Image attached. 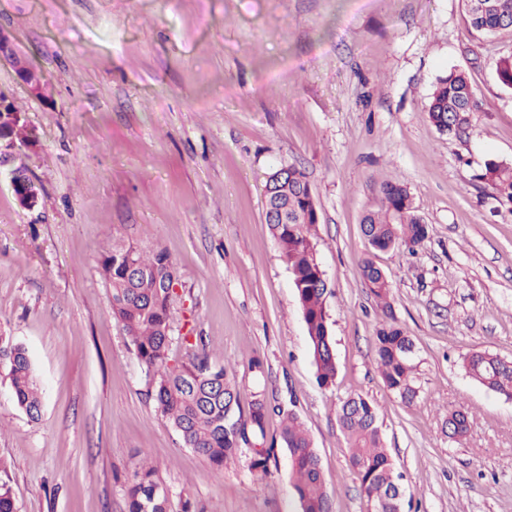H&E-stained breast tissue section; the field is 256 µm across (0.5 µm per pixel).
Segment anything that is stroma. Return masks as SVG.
<instances>
[{
    "label": "stroma",
    "instance_id": "stroma-1",
    "mask_svg": "<svg viewBox=\"0 0 512 512\" xmlns=\"http://www.w3.org/2000/svg\"><path fill=\"white\" fill-rule=\"evenodd\" d=\"M0 36L14 52L0 56V91L39 134L22 156L34 209L0 171V334L26 348L42 391L30 419L0 365V479L17 512H126L146 461L171 512L187 500L192 512H298L286 449L265 477L246 447L218 470L158 412L100 275L119 240L163 249L177 269L172 360L195 333L230 365L241 405L259 389L295 404L333 512L368 509L336 420L357 394L377 407L404 512H512V400L462 367L475 350L512 360V204L479 179L487 161L512 164V89L496 73L512 32H475L462 0H0ZM454 68L480 106L460 138L427 112ZM284 166L304 170L319 210L329 387L265 222L267 177ZM388 183L408 188L429 234L415 252L371 256L361 219ZM367 257L414 342L410 403L377 368L384 315L360 274ZM460 405L458 439L447 419Z\"/></svg>",
    "mask_w": 512,
    "mask_h": 512
}]
</instances>
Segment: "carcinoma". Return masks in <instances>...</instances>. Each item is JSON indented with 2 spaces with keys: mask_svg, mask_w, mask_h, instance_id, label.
<instances>
[{
  "mask_svg": "<svg viewBox=\"0 0 512 512\" xmlns=\"http://www.w3.org/2000/svg\"><path fill=\"white\" fill-rule=\"evenodd\" d=\"M463 3L471 26L481 34L492 36L512 28L506 23V18H512V0ZM427 110L440 133L458 136L466 132L471 127L470 113L479 111L467 73L454 68L438 77ZM8 129L19 144L37 140L34 128L25 121L12 120ZM481 179L498 198L512 203V165L490 161ZM382 194V208L367 212L361 221L368 250L415 251L428 237V227L416 214L407 188L387 184ZM265 207V220H270L272 212L283 219L281 224H271L272 235L291 274L317 380L329 386L335 381L337 365L325 307L328 282L317 258L314 235L319 224L318 206L306 174L292 167L275 193L266 198ZM100 274L109 287L112 315L147 368L150 395L178 432L183 446L221 470L225 461L248 445L253 452L251 468L264 477L270 475L277 454L274 445L265 444L264 423L270 410L265 391L254 392L248 413H243L227 368L211 363L206 346L191 343L186 336V360L170 364L177 275L167 253L156 249L145 254L130 244L117 242L103 257ZM361 275L384 315L393 318L388 275L368 257L361 263ZM375 344L378 369L386 387L405 402L414 400L418 394L417 365L411 337L396 324L386 322L377 330ZM0 359L5 361L17 405L31 418H37L42 406L41 390L25 348L1 335ZM463 368L487 390L512 399V361L487 351H473L463 357ZM276 410L282 415L279 444L290 456L299 512H330L319 456L299 415L280 406ZM336 416L350 448V469L373 512H398L402 506L397 498L398 476L384 446L373 402L361 395L350 397L342 402ZM448 425L454 436H464L469 426L468 408L460 405L452 410ZM127 512H169V496L148 462L134 472L128 486Z\"/></svg>",
  "mask_w": 512,
  "mask_h": 512,
  "instance_id": "obj_1",
  "label": "carcinoma"
}]
</instances>
